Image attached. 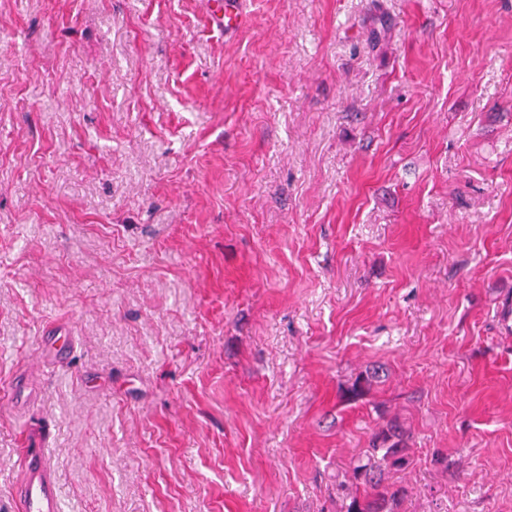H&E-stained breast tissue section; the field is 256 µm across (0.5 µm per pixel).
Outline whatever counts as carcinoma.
Masks as SVG:
<instances>
[{
	"mask_svg": "<svg viewBox=\"0 0 512 512\" xmlns=\"http://www.w3.org/2000/svg\"><path fill=\"white\" fill-rule=\"evenodd\" d=\"M391 438L390 434H382V444L373 445L376 455L354 469L356 478L362 480L368 491L361 498H353L347 512H394L393 506L400 500L401 489L385 481L384 467L403 468L408 464V457L400 442H393Z\"/></svg>",
	"mask_w": 512,
	"mask_h": 512,
	"instance_id": "cac0c4a2",
	"label": "carcinoma"
}]
</instances>
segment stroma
<instances>
[{
    "instance_id": "stroma-1",
    "label": "stroma",
    "mask_w": 512,
    "mask_h": 512,
    "mask_svg": "<svg viewBox=\"0 0 512 512\" xmlns=\"http://www.w3.org/2000/svg\"><path fill=\"white\" fill-rule=\"evenodd\" d=\"M207 8L0 0V512H512V0ZM243 0H213L214 7L210 14V25L218 31L238 29L245 20L242 9ZM75 341V336H71L65 328L57 325L49 327L41 338L42 358L49 363L61 361L71 352ZM392 437H396V434L382 432V445L378 446L380 436H376L372 449L375 454L380 452L381 456L372 455L368 463L354 469L356 478L362 480L369 491L366 490L362 498L354 497L346 512H394L393 506L401 498V489L385 481L383 465L403 468L408 464V457L405 453L407 448L400 446V439L386 445ZM22 478L14 493L17 512H61L62 498L58 479L45 452L29 442L22 443Z\"/></svg>"
}]
</instances>
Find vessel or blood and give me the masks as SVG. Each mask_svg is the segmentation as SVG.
I'll list each match as a JSON object with an SVG mask.
<instances>
[{
  "mask_svg": "<svg viewBox=\"0 0 512 512\" xmlns=\"http://www.w3.org/2000/svg\"><path fill=\"white\" fill-rule=\"evenodd\" d=\"M210 25L220 31L238 29L245 20L242 0H213ZM75 344L65 328L51 326L41 338V354L49 363L61 361ZM22 478L14 493L16 512H62L58 479L50 467L43 449L23 443Z\"/></svg>",
  "mask_w": 512,
  "mask_h": 512,
  "instance_id": "b4317fda",
  "label": "vessel or blood"
}]
</instances>
